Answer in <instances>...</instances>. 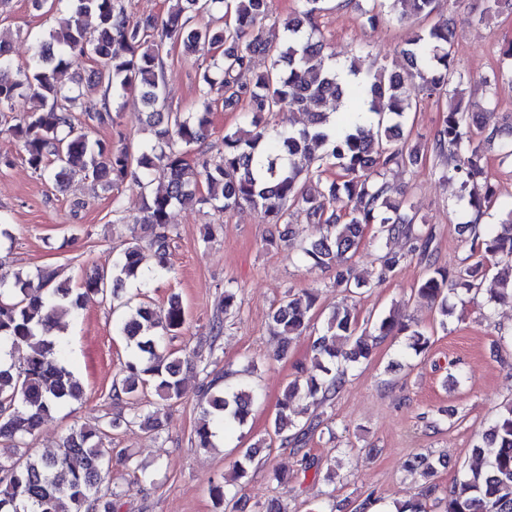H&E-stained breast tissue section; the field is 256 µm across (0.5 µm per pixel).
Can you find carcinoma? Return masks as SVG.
Listing matches in <instances>:
<instances>
[{
    "instance_id": "1",
    "label": "carcinoma",
    "mask_w": 512,
    "mask_h": 512,
    "mask_svg": "<svg viewBox=\"0 0 512 512\" xmlns=\"http://www.w3.org/2000/svg\"><path fill=\"white\" fill-rule=\"evenodd\" d=\"M162 18L135 19L124 0H68L70 16L58 30L32 40L29 63L16 70L7 60L9 41L0 37V111L19 100L30 107L10 131L19 139L31 169L62 188L79 176L110 189L127 177L147 179L163 170V194L145 197L142 235L119 250L109 272L87 277L75 292L58 280L59 271L40 269L32 275L0 266V440L17 448L44 419L83 396V386L65 360L64 344L54 334L57 315H79L95 296L112 294L114 324L124 337L127 357L123 377L113 384L112 400L134 399L149 389L165 401L182 395L180 374L184 361L164 356L166 337L180 332L186 312L177 297L158 316L140 298L121 299L128 280L146 282L170 271L167 264L171 235L169 212L176 205H207L223 212L247 204L268 224L280 229L268 239L287 240L296 233L290 216H303L318 229V236L301 248L308 268L336 267V285L345 290L363 287L340 269L357 251L367 227L374 225V241L382 252L384 270L420 256L427 273L417 288L419 298L436 306L440 325L447 324L453 307L449 295L470 293L493 265H512V203L500 208L499 225H485L487 211L497 205L485 176L486 146L501 129L496 108L473 112L457 93L449 96L448 111L434 134L431 150L448 157V174L469 189L461 198L468 220L462 224L471 236L478 260L465 274L452 276L431 261L432 231L415 224L405 213L406 198H396L388 181L395 169H413L422 160L420 148L404 137L407 114L417 111L422 98L448 91L461 75L455 51L453 18L420 28L401 54L400 70L363 67L354 55L347 69L336 66L325 53L317 17L325 0H298L283 23L282 35L267 37L261 29L268 16V0H182ZM436 0H346L370 26L385 21L397 5V19L424 21L435 11ZM475 19L512 12V0H479ZM94 15L97 26L84 24ZM208 15L216 23L204 27L195 19ZM181 45L191 53L212 54V63L199 75L202 110H172L164 89L163 54ZM262 53L271 59L260 73L252 58ZM95 64L83 82L68 76L83 57ZM223 91L224 107L241 103L244 126L224 132L223 147L215 154L201 148L211 124L209 99ZM136 95L147 109L146 125L153 139L132 150L90 139L89 130L112 124L123 100ZM344 103L345 114L334 118L328 100ZM299 110L310 116L301 129L269 127L266 115ZM341 174L330 180L327 170ZM316 181L323 190L311 194L305 184ZM345 203L343 212L336 200ZM403 237L404 252L384 249L388 241ZM318 293L308 289L290 294L272 313L274 327L285 334L315 332ZM210 335L199 341L197 352L213 348L223 333L224 320L239 314L237 293L224 289L221 307ZM409 333L404 352L419 355L430 345L427 332L409 330L393 315L379 318L372 330L360 329L348 308H336L325 319L323 334L313 341L312 366L288 384V390L307 400L298 410L284 401L273 423L281 446L306 444L318 424L302 419L311 405L333 399L352 366L368 357L372 344ZM29 349L21 360L14 355ZM255 401L246 382L221 386L212 380L194 429L196 446L214 447L219 430L228 436L244 424ZM103 429L73 427L59 451L38 459H0V512H116L122 492L100 494L102 471L113 449L103 446ZM485 457L486 468L474 470L446 490L429 484L421 496L434 499L439 512H512V401L500 406L493 424L474 445ZM256 449L244 448L233 462L236 477L247 475ZM210 495L219 507L230 505L236 494L227 484L210 483Z\"/></svg>"
}]
</instances>
